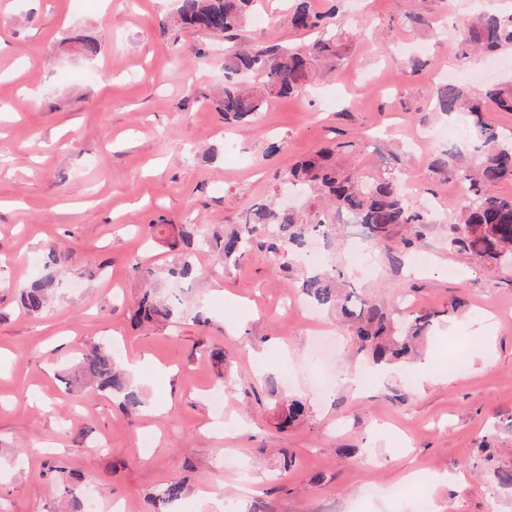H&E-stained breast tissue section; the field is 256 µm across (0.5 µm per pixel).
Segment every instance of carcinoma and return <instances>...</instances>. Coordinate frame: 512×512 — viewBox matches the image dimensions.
<instances>
[{
  "mask_svg": "<svg viewBox=\"0 0 512 512\" xmlns=\"http://www.w3.org/2000/svg\"><path fill=\"white\" fill-rule=\"evenodd\" d=\"M255 0H178L170 21L174 31L198 30L220 35L228 41L239 39ZM291 27L309 37L300 44L284 46L275 41L262 45L235 47L224 55V93L219 109L224 122L255 118L275 97L300 93L309 84L314 64L333 66L347 54L345 29L337 17L312 9L310 0H292ZM457 47L467 59L482 50L512 51V14H481L458 30ZM499 112H512V79L494 83L479 93H469L456 83H441L435 91V109L462 123L474 135L471 161L456 170L465 192L458 203L460 219L448 237V249L471 254L479 269L512 265V196H501L496 188L512 181V135L500 132L486 118L489 105ZM335 149H323L295 162L288 183L306 196L303 208H282L262 201L252 204L237 228L224 235L209 236L197 224L152 223L147 238L164 239L178 253L170 275L192 281L200 274L196 254L204 248L216 250L226 263H237L246 254L272 255L278 269L288 273V253L307 239L328 240L335 235L336 216L353 215L367 229L369 247L386 249L395 266L407 262L410 253L424 244L423 228L434 221L430 211L415 207L405 183L398 180L371 182L366 177L341 169L332 161ZM404 226L408 236L404 249L391 253L386 240L390 228ZM343 269L327 264L298 278L300 294L314 306L334 311L353 323L362 347L371 351L377 363H404L414 354L416 343L433 326L431 313H411L406 317L387 310L375 301L342 288ZM52 277L33 280L19 292L21 305L32 314L44 311ZM177 317L175 304L146 289L139 298L133 319L136 322H170ZM68 385L89 386L119 400L128 410L142 404L139 391L116 364L113 348L95 344L84 350L68 371ZM281 425L288 427L305 411L293 400L280 405ZM483 468L497 486L512 487V468L495 465L487 439L479 443ZM66 512H83L80 477L62 474ZM186 496V486L172 479L150 498L152 512H166Z\"/></svg>",
  "mask_w": 512,
  "mask_h": 512,
  "instance_id": "cac0c4a2",
  "label": "carcinoma"
}]
</instances>
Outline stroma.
Masks as SVG:
<instances>
[{
  "mask_svg": "<svg viewBox=\"0 0 512 512\" xmlns=\"http://www.w3.org/2000/svg\"><path fill=\"white\" fill-rule=\"evenodd\" d=\"M289 5L260 0L241 42L301 41ZM315 6L367 39L339 70H318L309 91L228 126L216 107L226 44L166 30L175 0H0V512H56L52 465L129 512H149L172 479L188 488L174 512H408L421 497L429 512H512V491L488 481L478 450L487 437L512 465L500 428L512 414V269L488 275L449 250L463 186L455 169L429 166L440 151L472 155L434 108L444 75L461 74L467 89L512 76V53L469 63L454 32L478 11L512 12V0ZM83 40L99 54H73ZM332 139L347 144L338 166L404 176L412 201L436 211L423 263L399 268L380 251L371 272L349 275L378 304L435 314L412 364L353 393L343 376L371 366L350 328L289 308L295 277L262 257L226 265L200 254L194 281H157L186 315L133 323L143 288L133 263L176 260L166 242L147 243L146 224L233 226L274 198L289 163ZM274 141L285 149L266 157ZM51 250L61 263L49 268ZM46 273L49 306L26 314L16 286ZM455 295L464 305L444 317ZM104 341L143 395L138 412L68 391L79 352ZM210 388L223 390L237 428L218 427ZM291 398L307 410L282 431L277 407Z\"/></svg>",
  "mask_w": 512,
  "mask_h": 512,
  "instance_id": "35a3bbf8",
  "label": "stroma"
}]
</instances>
